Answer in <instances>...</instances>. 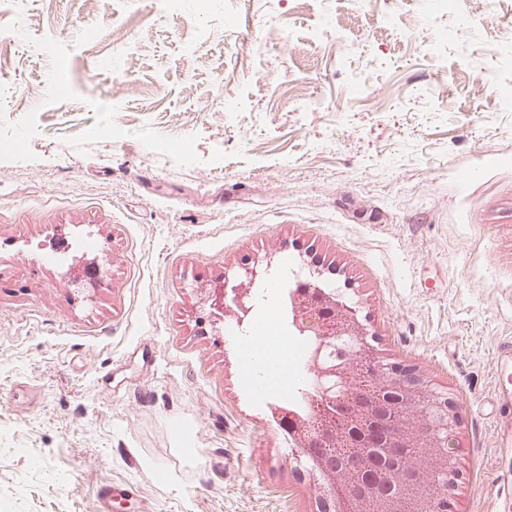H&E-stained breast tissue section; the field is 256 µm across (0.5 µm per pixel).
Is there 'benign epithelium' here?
I'll return each instance as SVG.
<instances>
[{"mask_svg": "<svg viewBox=\"0 0 512 512\" xmlns=\"http://www.w3.org/2000/svg\"><path fill=\"white\" fill-rule=\"evenodd\" d=\"M281 247L250 256L234 280L192 289L190 308L209 312L214 332L243 329L258 278ZM306 276L288 294L291 331L311 344L307 373L319 396L309 411L272 409L294 459L317 489L321 512H459L464 452L459 405L421 367L384 356L356 306L319 284L324 269L299 255ZM365 446L355 462L335 464L329 449ZM441 484L434 501L424 493Z\"/></svg>", "mask_w": 512, "mask_h": 512, "instance_id": "7a95c632", "label": "benign epithelium"}]
</instances>
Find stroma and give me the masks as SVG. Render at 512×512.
Returning <instances> with one entry per match:
<instances>
[{"instance_id": "35a3bbf8", "label": "stroma", "mask_w": 512, "mask_h": 512, "mask_svg": "<svg viewBox=\"0 0 512 512\" xmlns=\"http://www.w3.org/2000/svg\"><path fill=\"white\" fill-rule=\"evenodd\" d=\"M509 15L491 0L442 47L453 16L420 0L0 6V132L27 138L0 153V512H102L107 485L109 512H311L236 336L185 312L192 285L271 241L330 263L378 349L452 389L459 512H497L512 100L473 82L512 81ZM111 24L129 41L85 46L81 29ZM236 97L246 109L225 113ZM111 126L119 139L94 138ZM101 227L108 285L73 303L44 257Z\"/></svg>"}]
</instances>
